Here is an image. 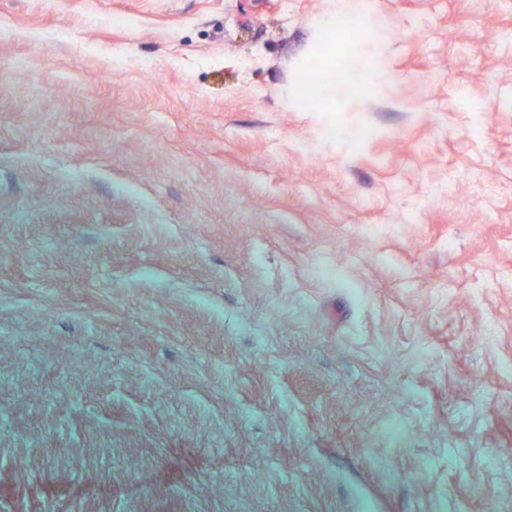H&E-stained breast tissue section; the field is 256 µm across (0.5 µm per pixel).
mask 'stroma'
<instances>
[{"label":"stroma","mask_w":512,"mask_h":512,"mask_svg":"<svg viewBox=\"0 0 512 512\" xmlns=\"http://www.w3.org/2000/svg\"><path fill=\"white\" fill-rule=\"evenodd\" d=\"M0 0V512H512V0ZM136 471H129V460ZM350 0H336L333 9L322 16L318 23L319 36L317 37L314 45V52L322 56H327L331 53V48H328L324 42L325 31L333 29L336 26V19L342 18L348 20L352 25L350 33H355L359 27V5L357 2ZM346 79L337 83L342 79L341 66L336 67L335 56L331 59L324 60L321 68H336V74L325 71H315L313 76L315 80L323 78L332 79L336 77V81L329 80L316 84L311 89V95L315 104L312 107L304 108L303 112H330L324 108L326 102L336 103V98L351 99L354 97L356 89L368 87L369 92L378 90L380 87L389 82L393 76L391 71L378 59L374 54L365 51H351L344 56L343 59Z\"/></svg>","instance_id":"35a3bbf8"}]
</instances>
